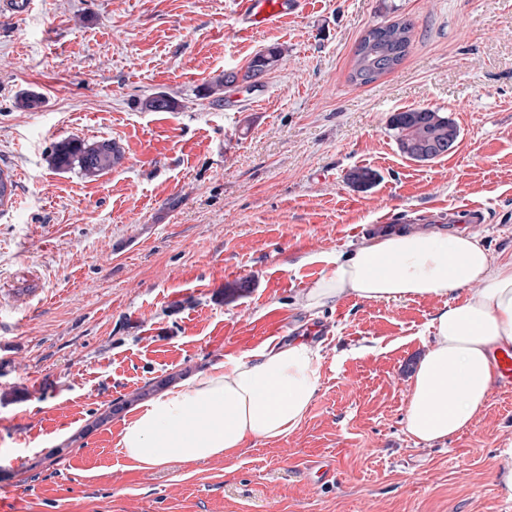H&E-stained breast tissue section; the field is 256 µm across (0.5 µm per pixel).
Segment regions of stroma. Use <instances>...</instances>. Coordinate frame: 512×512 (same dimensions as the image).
<instances>
[{
  "instance_id": "1",
  "label": "stroma",
  "mask_w": 512,
  "mask_h": 512,
  "mask_svg": "<svg viewBox=\"0 0 512 512\" xmlns=\"http://www.w3.org/2000/svg\"><path fill=\"white\" fill-rule=\"evenodd\" d=\"M35 2L0 12V169L16 185L0 210V495L19 493L17 512H512L511 385L495 380L447 442L405 429L443 298L297 305L328 269L306 255L387 227L464 229L512 257V0H304L248 36L231 0ZM406 20L403 62L352 83L359 40ZM272 45L258 87L203 98ZM29 90L41 108L17 106ZM156 91L176 110L141 111ZM425 107L460 136L423 163L389 118ZM68 138L115 141L124 160L93 179L55 170ZM362 167L366 190L345 179ZM273 311L276 336L324 355L302 423L230 459L133 468L109 409L249 350Z\"/></svg>"
}]
</instances>
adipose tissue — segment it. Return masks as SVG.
Masks as SVG:
<instances>
[{
	"label": "adipose tissue",
	"mask_w": 512,
	"mask_h": 512,
	"mask_svg": "<svg viewBox=\"0 0 512 512\" xmlns=\"http://www.w3.org/2000/svg\"><path fill=\"white\" fill-rule=\"evenodd\" d=\"M301 294L309 314L346 296L367 301L442 297L432 341L410 384L406 431L431 445L468 429L486 407L496 354L512 348V261L498 262L467 231L387 232L332 258ZM319 347L271 338L199 369L139 402L117 446L139 469L228 459L252 440L286 437L320 385Z\"/></svg>",
	"instance_id": "1"
}]
</instances>
